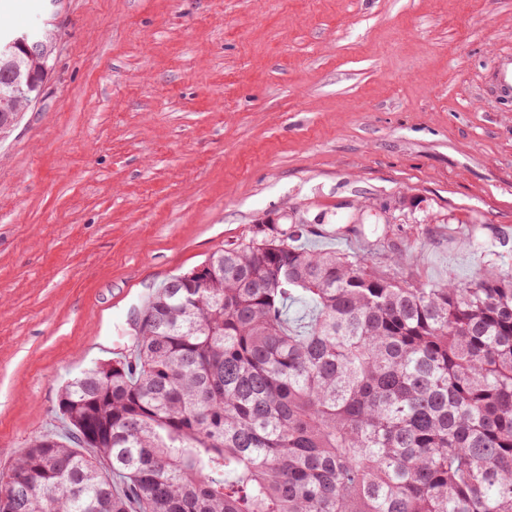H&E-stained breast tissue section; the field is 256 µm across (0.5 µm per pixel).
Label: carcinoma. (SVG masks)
Here are the masks:
<instances>
[{"label":"carcinoma","instance_id":"cac0c4a2","mask_svg":"<svg viewBox=\"0 0 512 512\" xmlns=\"http://www.w3.org/2000/svg\"><path fill=\"white\" fill-rule=\"evenodd\" d=\"M29 68L0 55V129ZM301 232L168 281L62 389L67 435L0 471V512H512V275L408 279Z\"/></svg>","mask_w":512,"mask_h":512}]
</instances>
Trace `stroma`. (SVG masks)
<instances>
[{"mask_svg":"<svg viewBox=\"0 0 512 512\" xmlns=\"http://www.w3.org/2000/svg\"><path fill=\"white\" fill-rule=\"evenodd\" d=\"M51 22L0 139V469L214 251L315 229L432 282L512 271V0H12Z\"/></svg>","mask_w":512,"mask_h":512,"instance_id":"35a3bbf8","label":"stroma"}]
</instances>
